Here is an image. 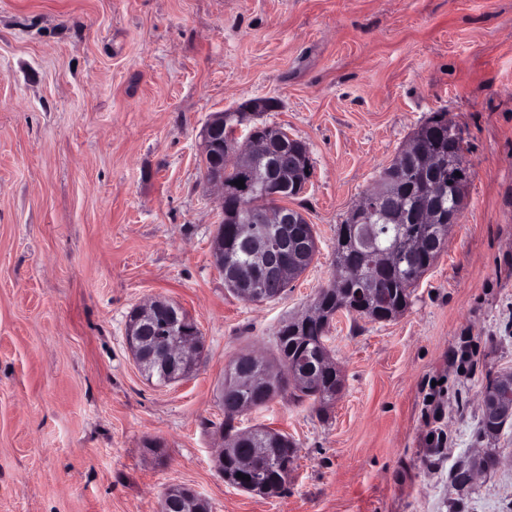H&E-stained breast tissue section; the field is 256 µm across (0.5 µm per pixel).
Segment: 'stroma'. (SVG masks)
I'll return each mask as SVG.
<instances>
[{
	"label": "stroma",
	"instance_id": "35a3bbf8",
	"mask_svg": "<svg viewBox=\"0 0 512 512\" xmlns=\"http://www.w3.org/2000/svg\"><path fill=\"white\" fill-rule=\"evenodd\" d=\"M256 97L279 100L263 121L309 149L289 205L318 252L281 297L249 303L211 256L223 214L201 143L214 113ZM438 111L470 171L444 250L404 314L333 319L344 387L327 413L279 396L236 417L295 442L287 489L230 486L214 466L227 366L270 355L308 311L337 225ZM154 298L201 332L189 378L148 380L128 347L130 312ZM464 336L471 359L449 364ZM504 371L512 0H0V512H159L172 485L210 512H512V422L478 434ZM479 451L497 466L457 487Z\"/></svg>",
	"mask_w": 512,
	"mask_h": 512
}]
</instances>
